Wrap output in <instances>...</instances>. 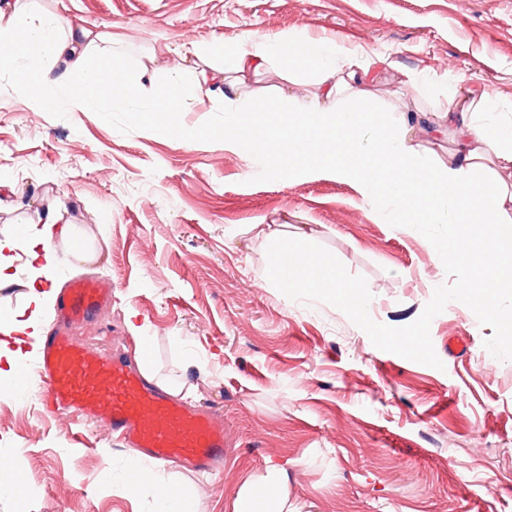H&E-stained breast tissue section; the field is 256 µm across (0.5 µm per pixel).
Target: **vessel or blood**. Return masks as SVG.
<instances>
[{
    "label": "vessel or blood",
    "instance_id": "obj_1",
    "mask_svg": "<svg viewBox=\"0 0 512 512\" xmlns=\"http://www.w3.org/2000/svg\"><path fill=\"white\" fill-rule=\"evenodd\" d=\"M112 302L99 278H70L33 364L20 366L14 391L37 387L44 410L71 417L77 429L103 422L126 447L190 472L224 462V425L201 407L162 390L139 369L79 343L73 331Z\"/></svg>",
    "mask_w": 512,
    "mask_h": 512
}]
</instances>
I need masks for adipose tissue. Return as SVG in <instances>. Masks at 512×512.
Returning <instances> with one entry per match:
<instances>
[{
  "label": "adipose tissue",
  "mask_w": 512,
  "mask_h": 512,
  "mask_svg": "<svg viewBox=\"0 0 512 512\" xmlns=\"http://www.w3.org/2000/svg\"><path fill=\"white\" fill-rule=\"evenodd\" d=\"M95 42L85 28L61 33L57 19L30 0H16L12 11H0V72L17 74L19 82L39 88L33 98L38 111L48 107L50 91L65 93L74 111L96 110L112 66L97 53ZM217 55L222 64L207 73L195 71V62ZM183 57L188 68L173 72L145 107L159 132L176 135L173 112L186 108L208 85H226L229 74H258L276 63L291 83L297 71H312L319 84L315 98L282 90L264 117L244 109L225 117L218 131L225 149L248 160L264 157L279 169L350 181L362 200L388 201L398 223L464 225L448 252L449 264L461 271L464 302L488 309L500 289L512 288V240L503 241L499 234L500 225L512 223V189L487 191L485 172L490 164L512 172V116L499 112L485 90L470 88L450 96L448 121L463 127L465 136L447 163L435 169L423 163L406 126L385 121L383 109L353 110L358 94L351 69L354 55L336 40L270 39L251 50H222L200 42L186 47ZM226 87L235 93V86ZM366 123L377 133V145L370 152L359 139ZM57 233L56 223L50 222L37 235L22 239L36 270L29 283L32 299L43 297L45 286L55 280L58 260L49 243ZM152 482L158 485L159 512H194L193 500L180 485L159 482L151 470H131L126 492L136 496Z\"/></svg>",
  "instance_id": "1"
}]
</instances>
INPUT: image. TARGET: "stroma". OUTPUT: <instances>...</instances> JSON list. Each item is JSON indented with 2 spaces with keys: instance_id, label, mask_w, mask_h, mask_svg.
Here are the masks:
<instances>
[{
  "instance_id": "obj_1",
  "label": "stroma",
  "mask_w": 512,
  "mask_h": 512,
  "mask_svg": "<svg viewBox=\"0 0 512 512\" xmlns=\"http://www.w3.org/2000/svg\"><path fill=\"white\" fill-rule=\"evenodd\" d=\"M62 26L98 34L124 80L95 112L31 93L0 73V241L11 283L0 319L28 305L31 267L17 241L58 218L83 235L51 243L57 280L105 278L112 303L75 335L135 361L131 324L144 327L154 379L224 422V466L192 473L147 462L109 431H75L45 414L37 393L0 390V459L23 474L0 482V512H157L152 487L126 499L125 472L151 465L179 482L197 512H235L275 480L286 512H512V360L484 347L493 330L449 302L431 322L435 369L376 348L340 310L294 301L268 280L272 232L330 250L364 276L372 319L414 322L450 283L434 247L390 226L352 183L289 174L225 150L224 93L191 101L160 134L134 111L181 67L180 50L221 39L244 48L273 38H333L367 69V106L408 120L430 163L461 132L447 124L452 89L481 87L512 108V0H36ZM453 70L438 68L439 58ZM273 66L244 77L239 104L263 112L282 86Z\"/></svg>"
}]
</instances>
